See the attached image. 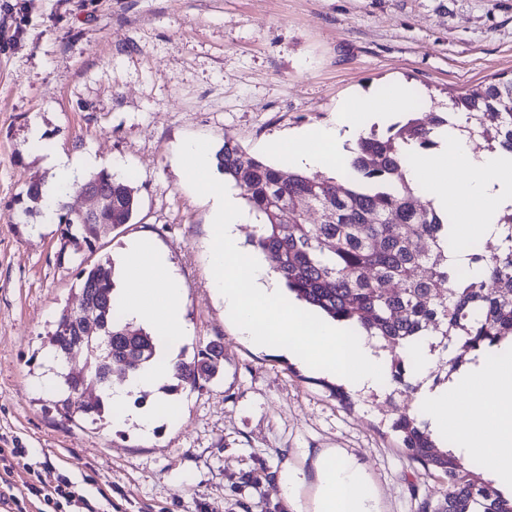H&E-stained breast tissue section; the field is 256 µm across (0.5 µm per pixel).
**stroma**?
<instances>
[{
  "instance_id": "1",
  "label": "stroma",
  "mask_w": 512,
  "mask_h": 512,
  "mask_svg": "<svg viewBox=\"0 0 512 512\" xmlns=\"http://www.w3.org/2000/svg\"><path fill=\"white\" fill-rule=\"evenodd\" d=\"M512 76V0H0V448L68 476L102 512H288L275 477L304 453L343 448L364 466L380 512H417L445 485L391 429L414 395L356 394L240 341L209 288V205L173 163L190 139L269 144L334 124L341 102L407 86V110L364 112L357 132L425 117L461 92ZM42 131L32 142V127ZM94 154L132 176L139 208L95 251L59 255L57 221L23 203L49 182L45 153ZM152 240L177 274L191 328L175 356L217 343L223 370L176 394L151 437L114 417L65 419L49 403L48 333L80 302L81 267L120 262Z\"/></svg>"
}]
</instances>
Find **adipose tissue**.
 Returning <instances> with one entry per match:
<instances>
[{
	"instance_id": "ef3b65f1",
	"label": "adipose tissue",
	"mask_w": 512,
	"mask_h": 512,
	"mask_svg": "<svg viewBox=\"0 0 512 512\" xmlns=\"http://www.w3.org/2000/svg\"><path fill=\"white\" fill-rule=\"evenodd\" d=\"M441 145L433 152L409 157L406 177L428 191L434 206L451 211L457 225L448 241L450 264L467 267V250L460 236L497 240L501 212L512 205V157L500 150L473 154L458 132L439 129ZM279 151L301 166H342L349 158L335 127L311 129L279 144ZM185 175L211 202L209 224L210 286L224 302V316L240 337L285 353L340 381L354 393L386 388L390 359L372 341L353 335L349 325L323 318L313 309L295 304L271 278L252 252L238 250L235 241L249 216L223 183L212 179V159L196 140L182 147ZM47 164L54 178L44 191V203L55 209L79 173L95 165L93 157L74 159L53 150ZM129 289L126 317L154 330L160 338L154 362L123 383L113 385L108 402L120 420L134 422L143 434L157 426L159 407H137L133 398L167 381V357L189 327L182 311V289L164 254L136 241L126 254ZM419 384L415 405L441 446L462 459L476 458L486 477L503 494L512 495V351L502 348L482 355L461 369L447 385H433L428 370L437 359L429 341L415 346ZM477 398L467 417L457 407ZM316 491L313 512H375L373 492L355 461L339 448L327 449L314 461Z\"/></svg>"
}]
</instances>
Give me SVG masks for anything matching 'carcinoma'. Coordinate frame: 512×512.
I'll return each instance as SVG.
<instances>
[{"label": "carcinoma", "mask_w": 512, "mask_h": 512, "mask_svg": "<svg viewBox=\"0 0 512 512\" xmlns=\"http://www.w3.org/2000/svg\"><path fill=\"white\" fill-rule=\"evenodd\" d=\"M439 127L458 129L476 154L499 148L512 155V77L461 93L448 111L433 113L428 126L410 115L384 131L359 134L344 185L277 168L228 141L215 153L217 171L241 190L259 220L252 247L275 256L278 278L298 299L390 349V382L414 391L417 386L405 375L415 360L411 344L419 337H440L437 366L449 373L474 352L512 341V207L499 219L505 233L501 243L469 254L470 263L483 268L476 277L448 264L451 213L430 202L415 204L416 189L404 177L410 151L438 146L434 133ZM89 181L112 193L105 222L132 221L138 205L132 178L101 171ZM300 202L317 208L318 223L307 222L297 208ZM96 229L95 224H59L60 253L69 245L93 249ZM114 276L109 260L77 275L80 291L99 315L101 332L93 344L107 338L112 347L106 360L90 356L89 385L101 392L112 389L113 373L138 372L156 350L151 333L122 322ZM75 322V314L62 308L49 342H66L62 326L73 328ZM221 368V352L208 346L190 361L173 363V384L166 391L195 387ZM52 404L69 418L101 421L106 414L101 396L82 405L66 385ZM393 429L412 460L446 484L443 496L422 499L418 512H512V498L483 478L478 462L465 463L437 449L415 417L397 414Z\"/></svg>", "instance_id": "carcinoma-1"}]
</instances>
